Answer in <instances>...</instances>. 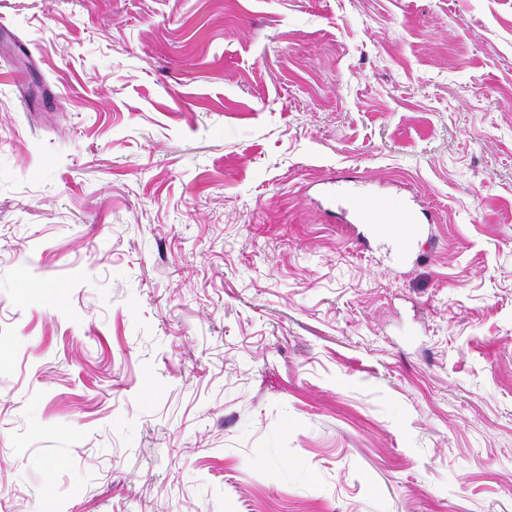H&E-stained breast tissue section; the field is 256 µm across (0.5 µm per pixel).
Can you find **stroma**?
<instances>
[{"label":"stroma","instance_id":"obj_1","mask_svg":"<svg viewBox=\"0 0 512 512\" xmlns=\"http://www.w3.org/2000/svg\"><path fill=\"white\" fill-rule=\"evenodd\" d=\"M17 40L0 512H512V0H0ZM346 205L365 223L376 224L379 232L389 226L388 224H393L395 235L392 236V247L398 253L407 252L421 235L420 224L436 222L435 214L423 208L409 206L401 211L391 210L383 197H351L346 200Z\"/></svg>","mask_w":512,"mask_h":512}]
</instances>
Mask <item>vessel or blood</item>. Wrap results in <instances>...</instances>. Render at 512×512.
I'll return each instance as SVG.
<instances>
[{"label": "vessel or blood", "instance_id": "b4317fda", "mask_svg": "<svg viewBox=\"0 0 512 512\" xmlns=\"http://www.w3.org/2000/svg\"><path fill=\"white\" fill-rule=\"evenodd\" d=\"M349 210L358 215L365 223L375 225L377 230L394 226L395 235L392 246L396 252H407L420 236L423 225L435 223L433 212L413 206L400 211L391 210L385 198L356 196L347 199Z\"/></svg>", "mask_w": 512, "mask_h": 512}]
</instances>
